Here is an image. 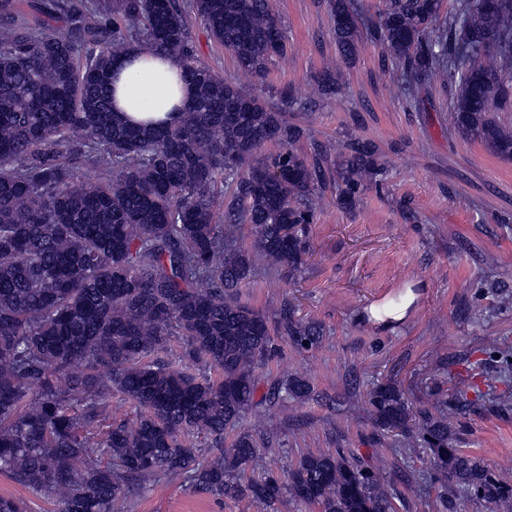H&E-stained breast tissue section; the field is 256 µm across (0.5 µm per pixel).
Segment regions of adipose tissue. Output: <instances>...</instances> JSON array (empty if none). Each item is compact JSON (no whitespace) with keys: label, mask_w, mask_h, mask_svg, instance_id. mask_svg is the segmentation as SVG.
<instances>
[{"label":"adipose tissue","mask_w":512,"mask_h":512,"mask_svg":"<svg viewBox=\"0 0 512 512\" xmlns=\"http://www.w3.org/2000/svg\"><path fill=\"white\" fill-rule=\"evenodd\" d=\"M120 79L113 106L134 124L177 123L192 93L177 62L132 47L117 62Z\"/></svg>","instance_id":"adipose-tissue-1"}]
</instances>
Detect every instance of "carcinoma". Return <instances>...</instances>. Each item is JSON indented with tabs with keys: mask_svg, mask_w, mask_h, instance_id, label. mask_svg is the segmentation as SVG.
<instances>
[{
	"mask_svg": "<svg viewBox=\"0 0 512 512\" xmlns=\"http://www.w3.org/2000/svg\"><path fill=\"white\" fill-rule=\"evenodd\" d=\"M491 2L459 0L445 19L441 0H384L367 37L410 86L453 79L450 123L511 160L512 125L494 112L512 103V0ZM328 7L340 58L351 60L354 8ZM193 16L255 78L287 52L269 0H0V474L61 512H116L174 476L270 509L287 492L317 512H397V484L410 477L376 455L308 451L281 477L251 469L270 432L243 429L224 447L226 431L256 407L255 369L273 337L309 350L324 336L287 305L271 321L242 299L254 254L276 272L297 270L324 163L336 155V200L351 209L383 162L355 139L297 152L304 129L286 119L292 94L281 90L279 108H268L198 61ZM134 45L175 58L193 85L178 124L131 125L113 111L112 61ZM268 144L278 151L264 152ZM86 166L99 176L84 175ZM241 224L254 233L248 248ZM174 343L176 364L166 360ZM497 383L483 375L477 396L512 405ZM470 389L426 385L431 408L415 411L396 387L378 384L369 403L380 434L399 432L428 451L448 499L467 494L496 512L512 486L432 413L446 397L467 412ZM310 393L294 375L265 402ZM116 394L133 417H110ZM201 435L209 459L194 442Z\"/></svg>",
	"mask_w": 512,
	"mask_h": 512,
	"instance_id": "carcinoma-1",
	"label": "carcinoma"
}]
</instances>
